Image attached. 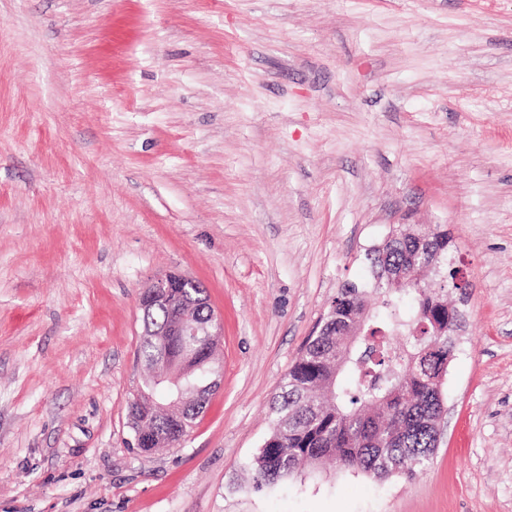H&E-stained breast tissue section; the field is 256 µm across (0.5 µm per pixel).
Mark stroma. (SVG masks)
<instances>
[{"mask_svg": "<svg viewBox=\"0 0 512 512\" xmlns=\"http://www.w3.org/2000/svg\"><path fill=\"white\" fill-rule=\"evenodd\" d=\"M396 224L466 290L415 478L249 490L270 401ZM178 272L222 378L137 454L139 296ZM0 512H512V0H0ZM212 391L213 388L206 389L204 391L206 395L202 402L189 405L182 411L183 421L181 424L165 419L164 415H154L153 413L143 415L141 421H136L132 427L134 431L133 447L141 453L150 454L160 448H173L179 445L204 413Z\"/></svg>", "mask_w": 512, "mask_h": 512, "instance_id": "obj_1", "label": "stroma"}]
</instances>
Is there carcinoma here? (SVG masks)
Instances as JSON below:
<instances>
[{
  "label": "carcinoma",
  "mask_w": 512,
  "mask_h": 512,
  "mask_svg": "<svg viewBox=\"0 0 512 512\" xmlns=\"http://www.w3.org/2000/svg\"><path fill=\"white\" fill-rule=\"evenodd\" d=\"M407 226L393 230V239L375 256L365 255L369 279L346 281L318 333L311 337L284 377L275 397V428L255 459L251 488L262 490L288 478L304 464L326 457L346 469H359L385 478L409 476L431 459L437 439L434 419L447 411L441 386L432 379L448 368L455 355L454 336L461 326L457 306H449L448 288L457 270L448 261V231L438 225L430 232L432 254L443 264L432 284L391 286L376 281L379 272L399 276L419 263ZM415 294L416 305L404 304ZM375 297L378 309L370 314L353 341L343 336L349 314ZM167 307L141 313L143 329H159ZM183 348L204 355L209 341L173 339L158 345L145 336L138 355L152 368ZM352 373L345 386H331L337 368ZM212 390L202 402L182 411L174 423L163 415L145 414L134 424V444L144 454L180 444L207 408Z\"/></svg>",
  "instance_id": "carcinoma-1"
}]
</instances>
